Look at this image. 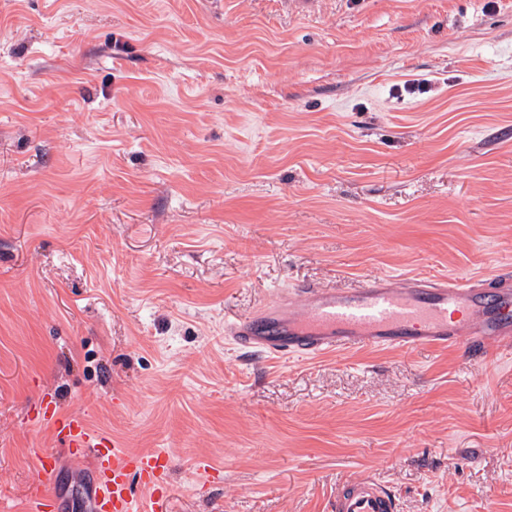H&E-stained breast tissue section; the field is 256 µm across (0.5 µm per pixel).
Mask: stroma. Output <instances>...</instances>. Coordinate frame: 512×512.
Returning <instances> with one entry per match:
<instances>
[{
  "mask_svg": "<svg viewBox=\"0 0 512 512\" xmlns=\"http://www.w3.org/2000/svg\"><path fill=\"white\" fill-rule=\"evenodd\" d=\"M425 79L426 93L408 83ZM512 268V0H0V512L84 415L168 512H512V354L240 352L297 283ZM330 508L333 512H398L399 504L387 484L365 476L336 487Z\"/></svg>",
  "mask_w": 512,
  "mask_h": 512,
  "instance_id": "1",
  "label": "stroma"
}]
</instances>
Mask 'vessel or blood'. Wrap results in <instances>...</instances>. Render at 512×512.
<instances>
[{"label":"vessel or blood","mask_w":512,"mask_h":512,"mask_svg":"<svg viewBox=\"0 0 512 512\" xmlns=\"http://www.w3.org/2000/svg\"><path fill=\"white\" fill-rule=\"evenodd\" d=\"M241 350L274 357H315L359 347L464 349L484 362L512 343V272L484 279L460 276L378 277L341 290L301 284L234 323ZM43 420L79 455L91 456L98 474L94 512H139L133 481L150 490L148 512H165L170 459L134 455L92 433L79 415ZM332 512H399L390 487L371 476L339 485Z\"/></svg>","instance_id":"1"}]
</instances>
